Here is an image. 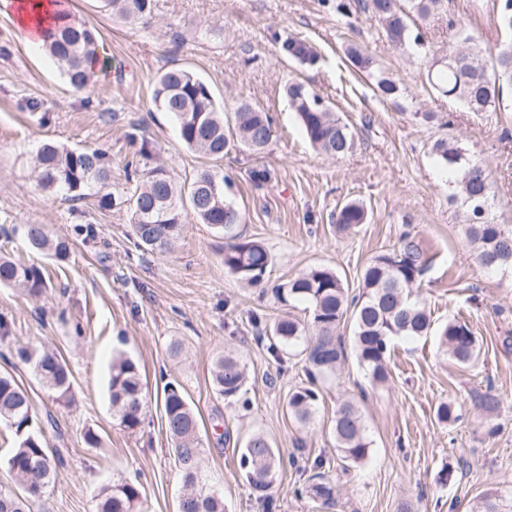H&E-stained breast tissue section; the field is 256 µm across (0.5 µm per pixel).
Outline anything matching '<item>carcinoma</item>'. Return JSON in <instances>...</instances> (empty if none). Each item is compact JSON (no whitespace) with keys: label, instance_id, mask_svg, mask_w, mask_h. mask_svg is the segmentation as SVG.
<instances>
[{"label":"carcinoma","instance_id":"1","mask_svg":"<svg viewBox=\"0 0 512 512\" xmlns=\"http://www.w3.org/2000/svg\"><path fill=\"white\" fill-rule=\"evenodd\" d=\"M112 15L125 21H144L153 11V0H104ZM446 0H344L336 10L345 15L368 14L381 26L388 42L396 48L414 46L416 54L429 65V83L438 94L458 101L469 112H494L502 103L504 91L512 89V0H498V25L505 37L481 63L482 49L462 22L450 21L455 29L457 46L444 53L435 48L428 36L415 24L427 21L445 10ZM44 47L56 61L70 87H87L91 64L98 58L99 37L95 28L64 12L61 23L46 31ZM281 50L291 58L317 60V53L303 38L289 37ZM347 57L361 73L375 80L385 97L398 93L399 87L384 77L376 59L359 46L351 45ZM306 136L317 151L339 157L353 145L349 126L336 117L331 108L310 87L295 81L285 89ZM152 100L161 112L172 115L181 142L203 158L219 160L231 150L243 149L262 154L273 140V119L269 113L246 102L237 105L233 115L224 113L211 87L187 68L172 66L155 81ZM438 163L455 176L467 211L466 235L473 245L478 262L488 268H512V226L498 224L490 215L494 197L491 172L474 160L458 142L438 139L431 147ZM140 156L146 169L142 183L123 200L130 212L137 247L157 254L167 253L180 237L183 225L190 221L208 224L224 235V269L247 286L259 284L271 263L265 243L259 238L242 235L243 213L224 199V176L203 167L189 182L178 185L162 166H149L153 145L142 140ZM40 182L46 189L64 192L71 199H81L84 190L104 184L111 176V162L100 149L76 150L45 143L36 155ZM367 210L358 201L344 204L336 215V232L349 233L366 223ZM31 249L63 262L70 255L72 242L53 234L43 224L23 225ZM428 263L425 252L408 234L397 247L373 256L361 274L358 292L351 293L331 268L316 266L279 284L277 299L286 304H308L309 322L283 317L271 325H262L258 341L267 342L269 354L284 362L286 350L304 342L300 351L308 380L288 392L287 413L302 424L314 417L320 400L318 378L332 375L344 360V345L338 334L342 322L351 319L353 347L359 365L371 381L384 384L390 379L387 354L390 343L398 337H420L431 330V311L413 297ZM18 288L30 296L41 295L48 283L41 266L21 257L0 254V287ZM440 347L457 363L466 365L476 357L477 341L469 326L450 320L438 334ZM15 356L30 366L39 382L59 400H70L72 373L64 357L51 349L15 345ZM215 393L224 399L238 397L248 374L245 364L232 352L217 356L211 368ZM109 403L120 426L133 433L142 423L147 406L138 364L120 353L112 358L108 381ZM481 410L494 414L499 401L492 391L474 400ZM165 428L172 439L174 452L181 464L183 492L178 504L183 512H224V498L202 483L199 463L201 451L200 421L181 386L165 383L160 395ZM437 420L451 424L458 420L453 401L443 402L435 411ZM0 423L13 436V447L6 459L7 471L17 489L0 488V512H30L41 500L51 483L58 459L49 452L48 443L35 427L31 396L26 387L9 373H0ZM336 450L351 464L363 462L369 454L362 413L350 400L336 408L332 420ZM277 449L270 438L256 432L241 451L240 466L248 482L258 491L264 512H275V499L266 494L271 488ZM325 461L314 460L316 473L294 490L324 505L335 500L336 487L321 472ZM141 485L122 480L101 492L98 512H139ZM471 512H507L499 499L488 492Z\"/></svg>","mask_w":512,"mask_h":512}]
</instances>
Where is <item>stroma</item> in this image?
Segmentation results:
<instances>
[{"label": "stroma", "instance_id": "35a3bbf8", "mask_svg": "<svg viewBox=\"0 0 512 512\" xmlns=\"http://www.w3.org/2000/svg\"><path fill=\"white\" fill-rule=\"evenodd\" d=\"M497 0H448L446 16L427 31L436 46L455 40L452 20L468 24L483 47L502 38ZM73 15L101 37L102 61L88 87L73 91L42 47L27 44L11 7L0 5V252L30 257L24 224H45L73 237L68 260L40 258L49 279L41 297L0 288V318L10 336L0 342V371L10 372L32 397L37 424L60 459L43 501L33 512H96L103 488L139 480L141 512H177L180 465L156 403L165 381H177L201 417V477L224 497L225 512H262L258 492L239 465L245 439L260 431L281 451L272 489L278 512H468L489 489L512 496V271L482 268L464 233L465 208L430 147L445 137L461 143L496 181L491 214L512 224V104L469 112L438 96L427 66L413 51L394 49L379 24L362 14L347 18L326 0H154L150 24L126 22L101 0H69ZM300 36L318 52L317 64L285 57L281 39ZM357 44L376 58L399 92L384 97L346 56ZM185 67L212 87L226 108L246 101L274 120L275 137L260 155L237 151L215 161L224 174V197L245 214V236L262 239L273 262L263 281L243 286L224 268V241L207 224L187 222L165 255L136 248L125 207L100 209L96 189L70 200L44 190L35 164L38 148L53 141L73 149L99 148L111 161L109 192L128 194L141 165L142 139L158 163L184 181L204 164L186 148L176 125L152 101L156 77ZM312 86L354 134L339 158L316 152L284 94L288 82ZM40 102L38 111L25 103ZM430 112L425 123L420 113ZM267 169L258 186L251 173ZM357 199L368 221L356 232H333L339 208ZM95 225L83 240L74 229ZM411 233L429 259L415 288L435 327L460 318L471 328L477 360L462 365L436 336L398 339L387 359L390 380L374 386L355 355L319 382L321 398L310 424L286 413L288 391L305 384L301 357L277 365L256 340L250 322L289 314L307 320L306 304L285 307L272 289L300 272L326 266L357 291L370 258L392 250ZM182 352L169 354L172 342ZM60 352L72 372L73 402L56 401L28 366L12 356L16 343ZM247 365L249 408L218 397L210 368L224 351ZM124 352L139 365L148 400L141 426H119L108 400L109 365ZM493 390L497 415L475 408L473 391ZM355 400L362 411L369 456L345 467L334 450L332 418L338 402ZM454 401L459 420L439 423L435 410ZM98 445L85 441L87 431ZM323 457L336 483V505L298 497L306 476L291 459ZM453 467L450 483L439 481Z\"/></svg>", "mask_w": 512, "mask_h": 512}]
</instances>
